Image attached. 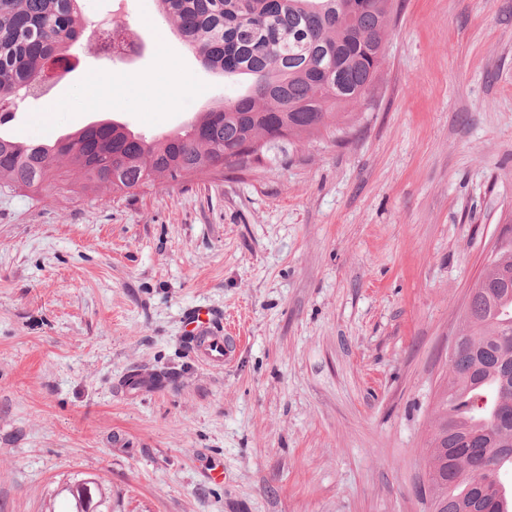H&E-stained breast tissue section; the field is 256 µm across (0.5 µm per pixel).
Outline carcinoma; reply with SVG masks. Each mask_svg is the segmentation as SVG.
<instances>
[{
    "label": "carcinoma",
    "mask_w": 512,
    "mask_h": 512,
    "mask_svg": "<svg viewBox=\"0 0 512 512\" xmlns=\"http://www.w3.org/2000/svg\"><path fill=\"white\" fill-rule=\"evenodd\" d=\"M80 0H0V106L36 91L52 70H71L69 49L84 36ZM207 68L247 75L249 90L196 114L183 132L141 138L117 123L74 136L21 142L0 133V192L41 188L65 158L84 187L128 191L225 167L226 157L268 137L302 141L335 126L365 100L383 61L392 0H155ZM470 318L448 365L425 448L430 512H512L499 486L512 464V240L470 292ZM97 512L111 492L90 481ZM84 512L78 483L64 488Z\"/></svg>",
    "instance_id": "cac0c4a2"
}]
</instances>
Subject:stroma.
Wrapping results in <instances>:
<instances>
[{
	"label": "stroma",
	"mask_w": 512,
	"mask_h": 512,
	"mask_svg": "<svg viewBox=\"0 0 512 512\" xmlns=\"http://www.w3.org/2000/svg\"><path fill=\"white\" fill-rule=\"evenodd\" d=\"M82 7L119 8L144 51L82 40L17 139L104 118L151 139L244 91L153 0ZM92 73L112 106L90 102ZM354 111L344 137L245 173L107 203L72 170L0 193V512H67L62 486L89 476L112 512H424L448 348L512 224V0H393ZM195 307L242 339L224 366L188 342ZM134 371L172 379L131 395Z\"/></svg>",
	"instance_id": "obj_1"
}]
</instances>
